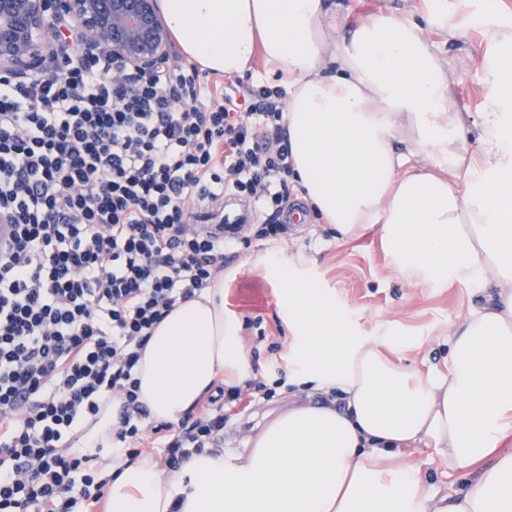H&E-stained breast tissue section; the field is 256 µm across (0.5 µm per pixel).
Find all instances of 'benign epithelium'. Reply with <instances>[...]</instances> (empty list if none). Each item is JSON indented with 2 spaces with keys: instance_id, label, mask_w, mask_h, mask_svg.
<instances>
[{
  "instance_id": "7a95c632",
  "label": "benign epithelium",
  "mask_w": 512,
  "mask_h": 512,
  "mask_svg": "<svg viewBox=\"0 0 512 512\" xmlns=\"http://www.w3.org/2000/svg\"><path fill=\"white\" fill-rule=\"evenodd\" d=\"M75 22L86 48L120 60L138 74L173 55L158 0H0V72H51L62 49L59 20Z\"/></svg>"
}]
</instances>
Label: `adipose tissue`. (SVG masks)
Listing matches in <instances>:
<instances>
[{
	"label": "adipose tissue",
	"mask_w": 512,
	"mask_h": 512,
	"mask_svg": "<svg viewBox=\"0 0 512 512\" xmlns=\"http://www.w3.org/2000/svg\"><path fill=\"white\" fill-rule=\"evenodd\" d=\"M184 54L211 73L245 75L255 52L288 78L293 181L343 237L379 229L394 272L415 286L489 289L450 337L447 374L419 376L387 350L388 330L356 335L330 293L259 256L281 287L299 385L334 405L295 406L242 453H201L176 471L141 457L112 472L109 512H512V15L481 0H431L418 19L378 12L348 25L341 0H161ZM481 31L486 106L480 146L424 31ZM242 326L224 284L179 304L136 368L151 420L178 423L217 381L242 380ZM433 445L471 485L434 499L419 466L394 448Z\"/></svg>",
	"instance_id": "obj_1"
}]
</instances>
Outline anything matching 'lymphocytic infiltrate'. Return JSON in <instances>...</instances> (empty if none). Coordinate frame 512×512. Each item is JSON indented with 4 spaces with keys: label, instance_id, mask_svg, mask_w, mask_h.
<instances>
[{
    "label": "lymphocytic infiltrate",
    "instance_id": "f902f5d3",
    "mask_svg": "<svg viewBox=\"0 0 512 512\" xmlns=\"http://www.w3.org/2000/svg\"><path fill=\"white\" fill-rule=\"evenodd\" d=\"M195 62L144 77L66 48L55 75L0 74V512H100L107 461L162 466L216 447L242 389L210 387L155 422L136 366L153 330L224 270V238L191 204L229 192L274 239L294 191L281 90L209 89ZM121 400L112 445L70 448L100 400Z\"/></svg>",
    "mask_w": 512,
    "mask_h": 512
}]
</instances>
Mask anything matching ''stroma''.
Instances as JSON below:
<instances>
[{
    "label": "stroma",
    "instance_id": "35a3bbf8",
    "mask_svg": "<svg viewBox=\"0 0 512 512\" xmlns=\"http://www.w3.org/2000/svg\"><path fill=\"white\" fill-rule=\"evenodd\" d=\"M429 37L453 80L457 102L470 112L471 122H478L485 99L482 59L488 48L474 29L458 39L441 30L431 31ZM283 249L298 271L334 295L337 304L351 313L361 335L376 336L391 327L418 339V348L406 352L404 360L424 374L447 372L451 328L484 302L483 290L463 281L435 288L407 284L388 267L377 227L367 226L358 235L343 239L332 225L307 211L304 221L289 225L281 240L253 236L224 252V310L244 324L249 351L245 369L251 380L269 383L277 379V372L268 367L269 346L291 343L278 303L279 289L254 262L257 255ZM256 318L261 319V327H253ZM301 400L300 390L288 384L278 387L271 399L241 400L224 425L219 449L242 451L252 427ZM397 454L421 467L430 494L438 499L464 490L473 479L472 474L450 470L431 446L406 445L398 448Z\"/></svg>",
    "mask_w": 512,
    "mask_h": 512
}]
</instances>
